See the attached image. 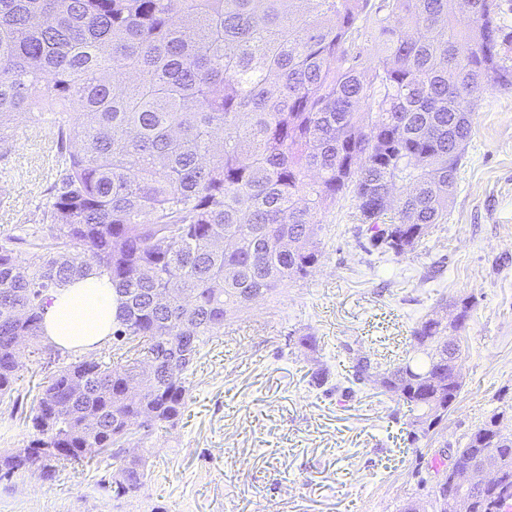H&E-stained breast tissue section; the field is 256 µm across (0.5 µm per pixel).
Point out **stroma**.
<instances>
[{
    "label": "stroma",
    "instance_id": "1",
    "mask_svg": "<svg viewBox=\"0 0 512 512\" xmlns=\"http://www.w3.org/2000/svg\"><path fill=\"white\" fill-rule=\"evenodd\" d=\"M58 161L54 126L18 122L0 150V237L38 227ZM325 254L278 302L232 316L201 360L182 420L139 448L151 473L115 491L111 460L0 479V512H400L428 500L417 463L456 448L512 398V90L485 91L457 172L446 223L405 256L367 254L351 199L324 219ZM473 299L460 337L463 387L438 432L409 447L405 407L364 388L324 394L311 373L348 374L356 354L386 363L412 351L411 330L444 301ZM317 339L315 350L297 343ZM44 376L28 362L0 452L29 438Z\"/></svg>",
    "mask_w": 512,
    "mask_h": 512
}]
</instances>
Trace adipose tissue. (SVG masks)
<instances>
[{
  "label": "adipose tissue",
  "instance_id": "obj_1",
  "mask_svg": "<svg viewBox=\"0 0 512 512\" xmlns=\"http://www.w3.org/2000/svg\"><path fill=\"white\" fill-rule=\"evenodd\" d=\"M118 307L111 282L89 270L54 293L44 314V337L60 348L92 350L111 336Z\"/></svg>",
  "mask_w": 512,
  "mask_h": 512
}]
</instances>
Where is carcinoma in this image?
I'll return each instance as SVG.
<instances>
[{
    "label": "carcinoma",
    "mask_w": 512,
    "mask_h": 512,
    "mask_svg": "<svg viewBox=\"0 0 512 512\" xmlns=\"http://www.w3.org/2000/svg\"><path fill=\"white\" fill-rule=\"evenodd\" d=\"M464 2L460 28L455 0H0V127L50 112L61 157L46 230L0 239V403L22 342L47 353L52 293L93 266L120 296L126 354L49 358L33 438L0 453V474L49 476L88 448L118 459L132 430L175 424L224 321L319 263L338 199L354 202L368 253L401 256L444 223L481 93L512 88L500 0ZM473 306L454 300L450 328L420 319L389 368L356 357L343 395L370 382L407 408L409 444L427 436L462 390L456 338ZM507 414L476 427L456 464L494 448L512 478ZM147 476L136 456L117 487Z\"/></svg>",
    "instance_id": "carcinoma-1"
}]
</instances>
